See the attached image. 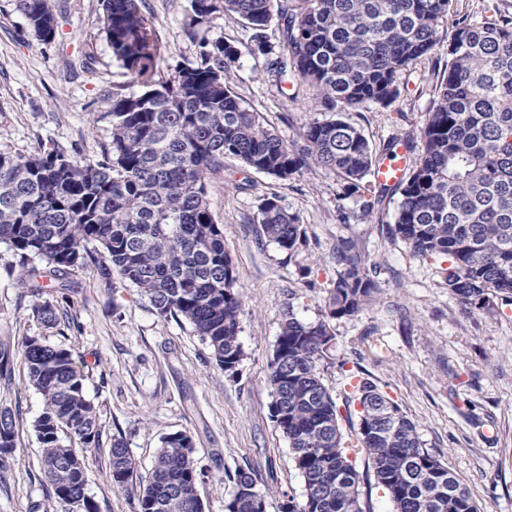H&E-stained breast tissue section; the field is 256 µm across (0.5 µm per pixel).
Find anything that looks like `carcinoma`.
Segmentation results:
<instances>
[{"label": "carcinoma", "mask_w": 512, "mask_h": 512, "mask_svg": "<svg viewBox=\"0 0 512 512\" xmlns=\"http://www.w3.org/2000/svg\"><path fill=\"white\" fill-rule=\"evenodd\" d=\"M34 35L50 41L56 18L49 0H15ZM188 37L219 15L253 31L251 53L268 59L265 79L279 87L289 75L312 91L329 117L305 125L285 142L263 113L232 88L242 50L222 40L198 41L195 58L158 74L161 42L144 0H103V31L112 55L141 87L108 95L109 146L99 160L58 147L21 155L0 150V244L27 269L37 257L45 271L28 269L20 285L39 296L75 270L93 266L140 291L156 312L181 317L233 375L244 357L239 341L242 299L236 290L224 233L207 195L209 175L228 158L288 180L324 171L359 198L360 217L400 195L387 232L422 260L440 267L448 293L465 310L502 313L512 306V16L493 7L453 18L454 0H188ZM448 27L447 35L440 30ZM274 29L276 42L268 39ZM447 39V61L419 135L390 138L381 151L342 117L350 110L390 107L402 74ZM404 148L401 181L369 177ZM257 222L288 254L302 244L298 217L278 195L263 196ZM336 279L327 291L326 318L314 323L285 316L269 365L277 427L288 438L306 499L288 512H364L360 475L350 451L364 454L394 512H481L466 487L424 448L416 425L373 382L359 379L356 444L345 440L336 401L320 365L333 340L328 320L365 309L379 290L356 245L336 244ZM55 328L50 299L34 306ZM28 380L43 397L32 429L50 499L66 512H98L85 491V453L99 447L95 405L72 350L41 336L23 350ZM13 353L0 342V380L10 385ZM16 416L0 406V472L16 448ZM135 463L123 440L110 450L109 479L124 489ZM201 472L185 432L162 439L151 479L139 492V512H203L196 495ZM227 512H262L265 495L251 472L229 475Z\"/></svg>", "instance_id": "cac0c4a2"}]
</instances>
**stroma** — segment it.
<instances>
[{"label":"stroma","instance_id":"obj_1","mask_svg":"<svg viewBox=\"0 0 512 512\" xmlns=\"http://www.w3.org/2000/svg\"><path fill=\"white\" fill-rule=\"evenodd\" d=\"M144 3L164 44L160 71L192 58L197 45L186 34L188 0ZM50 5L57 29L43 42L14 0H0V150L29 154L56 145L97 160L111 140L108 91L118 84L132 93L138 87L112 56L101 0ZM199 34L242 48L231 85L283 140L321 118L318 101L295 78L280 89L267 83V59L246 52L252 32L242 22L221 15ZM445 62L442 50L419 62L402 76L391 107L352 111L347 120L377 150L392 135L418 133ZM207 193L242 297L245 356L233 375L217 366L187 321L158 315L120 277L104 286L91 269L69 274L56 289L53 297L67 317L45 328L33 314L36 297L19 283L12 251L0 245V340L15 355L12 384L0 386V404L19 413L13 463L0 477V512H53L32 430L43 399L29 385L21 359L30 336L71 348L85 375L101 426L100 446L86 461V492L99 512H138L161 439L178 431L194 441L204 512H224L232 494L228 476L239 468L266 494V512H280L290 500L303 504L304 479L271 417L269 363L287 312L304 322L321 319L336 278L332 251L343 239L377 266L380 287L370 307L330 322L334 340L322 378L341 411L343 433L352 434L357 423L359 407L346 399L353 373L377 384L416 423L424 447L483 512H512V308L502 315L462 313L437 263L414 257L387 234L394 204L360 220L356 197L345 195L334 175L308 172L281 181L229 159L223 172L210 175ZM269 193L299 218L305 243L295 254L270 242L257 222L260 199ZM117 438L135 463L133 482L124 489L108 476Z\"/></svg>","mask_w":512,"mask_h":512}]
</instances>
